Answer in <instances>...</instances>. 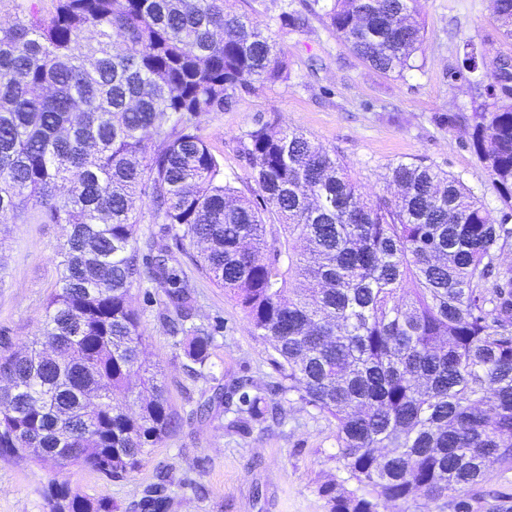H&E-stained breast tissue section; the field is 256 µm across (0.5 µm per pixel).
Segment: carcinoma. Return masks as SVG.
Segmentation results:
<instances>
[{"label":"carcinoma","instance_id":"carcinoma-1","mask_svg":"<svg viewBox=\"0 0 512 512\" xmlns=\"http://www.w3.org/2000/svg\"><path fill=\"white\" fill-rule=\"evenodd\" d=\"M16 0L0 24V217L63 224L44 326L0 354V450L109 479L137 469L179 427L143 357L131 289L161 288L163 319L185 367L213 385L199 406L234 410L238 432L298 395L336 423L341 483L320 488L331 512H408L512 468V73L505 54L470 45L449 84L477 103L434 122L461 129L501 208L424 161L389 166L391 196L364 198L336 153L292 127L239 137L256 188L224 181L200 118L239 93L288 78L271 32L230 0ZM414 0H329L322 18L383 74L417 69L425 26ZM512 40V0H490ZM158 142L149 150L148 143ZM149 223L161 238H142ZM195 249V270L240 305L276 354L266 387H224L213 337L188 324L193 285L168 266L166 240ZM70 349L61 363L50 351ZM356 488L349 490L345 483ZM50 512H116L50 482ZM164 483L140 512H168Z\"/></svg>","mask_w":512,"mask_h":512}]
</instances>
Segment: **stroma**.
Here are the masks:
<instances>
[{
	"label": "stroma",
	"mask_w": 512,
	"mask_h": 512,
	"mask_svg": "<svg viewBox=\"0 0 512 512\" xmlns=\"http://www.w3.org/2000/svg\"><path fill=\"white\" fill-rule=\"evenodd\" d=\"M238 13L280 35L289 77L241 94L237 105L200 120L201 133L224 165V177L244 194L255 184L239 151L241 133L264 122L296 127L335 149L365 194L385 192L389 166L423 160L462 180L489 210L501 203L487 170L463 147V134L439 127L435 114L470 112L471 92L448 83L466 42L512 55L489 17V0H418L426 37L418 70L405 77L384 75L351 55L317 16L307 27L281 28L282 0H234ZM60 224L0 221V348L24 346L40 333L44 307L57 280L53 255L65 238ZM189 248L172 245L173 266L194 284L193 321L213 335L211 361L225 380L247 376L272 385L280 374L272 349L251 336L245 312L223 289L201 277ZM142 314L146 358L168 389L180 419L177 431L146 456L141 468L111 480L86 467L62 471L0 454V512H49L44 489L54 479L79 494L107 497L118 512H137L146 487L166 471L171 483L169 512H330L320 486L340 473L332 455L336 426L298 400L287 403L283 422L265 420L249 432L228 429L223 409L194 416L206 385L187 377L184 357L174 347L161 313L160 289L134 285ZM470 512H512V469H492L487 481L461 492Z\"/></svg>",
	"instance_id": "1"
}]
</instances>
